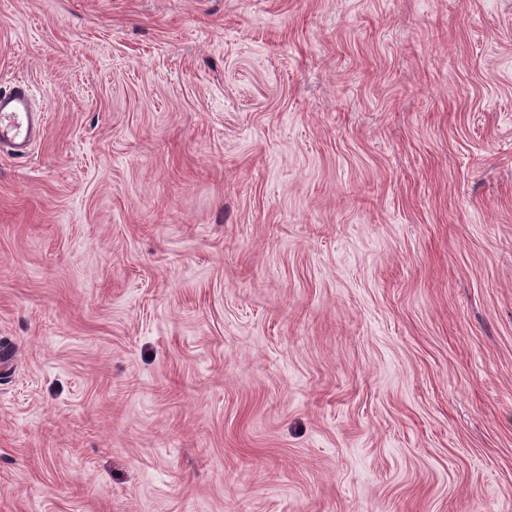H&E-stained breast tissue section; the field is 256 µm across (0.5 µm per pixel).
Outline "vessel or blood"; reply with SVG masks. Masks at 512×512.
I'll use <instances>...</instances> for the list:
<instances>
[{"label":"vessel or blood","instance_id":"b4317fda","mask_svg":"<svg viewBox=\"0 0 512 512\" xmlns=\"http://www.w3.org/2000/svg\"><path fill=\"white\" fill-rule=\"evenodd\" d=\"M44 128V115L34 107L27 85L19 84L0 93V147L25 155Z\"/></svg>","mask_w":512,"mask_h":512}]
</instances>
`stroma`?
<instances>
[{
  "label": "stroma",
  "instance_id": "obj_1",
  "mask_svg": "<svg viewBox=\"0 0 512 512\" xmlns=\"http://www.w3.org/2000/svg\"><path fill=\"white\" fill-rule=\"evenodd\" d=\"M0 512H512V0H0ZM44 128L43 112L34 107L27 85L19 83L0 93V147L23 156Z\"/></svg>",
  "mask_w": 512,
  "mask_h": 512
}]
</instances>
